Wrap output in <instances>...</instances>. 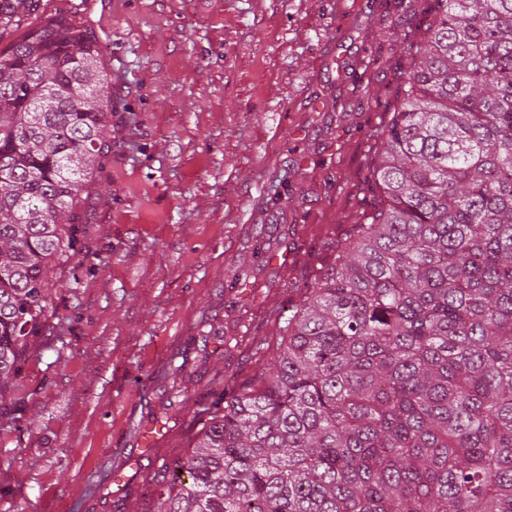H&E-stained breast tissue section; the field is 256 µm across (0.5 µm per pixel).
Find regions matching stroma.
I'll list each match as a JSON object with an SVG mask.
<instances>
[{
	"instance_id": "stroma-1",
	"label": "stroma",
	"mask_w": 512,
	"mask_h": 512,
	"mask_svg": "<svg viewBox=\"0 0 512 512\" xmlns=\"http://www.w3.org/2000/svg\"><path fill=\"white\" fill-rule=\"evenodd\" d=\"M43 2L95 33L116 108L92 264L51 269L52 336L0 401V512H156L365 209L417 0Z\"/></svg>"
}]
</instances>
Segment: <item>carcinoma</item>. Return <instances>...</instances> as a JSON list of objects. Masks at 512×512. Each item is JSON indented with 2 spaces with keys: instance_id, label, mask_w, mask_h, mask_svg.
I'll return each instance as SVG.
<instances>
[{
  "instance_id": "1",
  "label": "carcinoma",
  "mask_w": 512,
  "mask_h": 512,
  "mask_svg": "<svg viewBox=\"0 0 512 512\" xmlns=\"http://www.w3.org/2000/svg\"><path fill=\"white\" fill-rule=\"evenodd\" d=\"M41 0H0V40ZM371 208L292 307L273 368L172 464L157 512H512V0H423ZM92 32L0 49V399L46 339L49 268L112 151Z\"/></svg>"
}]
</instances>
